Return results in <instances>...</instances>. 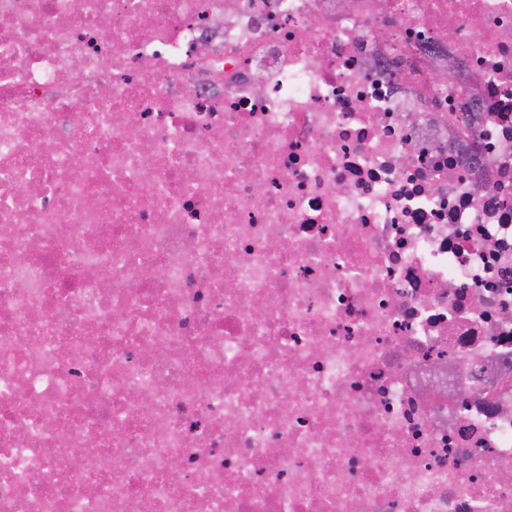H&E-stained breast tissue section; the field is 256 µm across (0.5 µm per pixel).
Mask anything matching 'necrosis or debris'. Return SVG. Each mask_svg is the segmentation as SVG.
I'll return each mask as SVG.
<instances>
[{
    "mask_svg": "<svg viewBox=\"0 0 512 512\" xmlns=\"http://www.w3.org/2000/svg\"><path fill=\"white\" fill-rule=\"evenodd\" d=\"M0 512H512V0H0Z\"/></svg>",
    "mask_w": 512,
    "mask_h": 512,
    "instance_id": "necrosis-or-debris-1",
    "label": "necrosis or debris"
}]
</instances>
